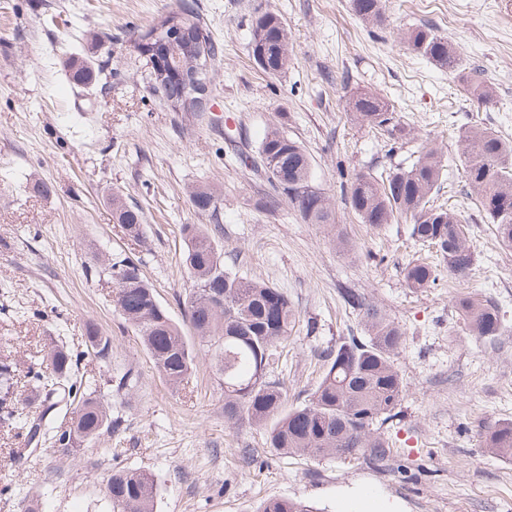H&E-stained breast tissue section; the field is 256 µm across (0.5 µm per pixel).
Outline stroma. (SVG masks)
<instances>
[{
	"label": "stroma",
	"instance_id": "obj_1",
	"mask_svg": "<svg viewBox=\"0 0 512 512\" xmlns=\"http://www.w3.org/2000/svg\"><path fill=\"white\" fill-rule=\"evenodd\" d=\"M185 1L224 45L208 70L207 107L194 113L172 111L149 92L132 48ZM384 8L376 26L355 15L351 0H0V345L31 356L64 337L83 351L82 371L121 420L119 432L74 458L43 446L20 463L0 454V512H24L27 495L41 512H110L105 486L119 467L155 475L154 512H258L274 497L348 512L361 494L377 512H512V461L483 448L486 427L512 419V249L499 246L465 195L458 161L466 126L512 141V0H384ZM265 10L290 36L293 62L279 76L248 52L254 16ZM421 24L447 37L465 65L483 69L495 88L490 104L409 49L403 34ZM91 31L112 39L92 43ZM72 55L109 72V87L76 86L65 68ZM365 91L393 107L404 139L352 119V99ZM272 125L309 152L335 226L305 223L287 200L271 201L267 182L236 161V149L256 154ZM427 143L444 155L441 199L468 225L477 261L468 278L444 273L416 292L403 278L422 253L409 222L359 223L345 197L352 173L409 166ZM194 185L220 189L216 212L193 205ZM115 191L142 209L144 242L115 224ZM185 224L212 229L238 275L292 300L298 321L273 372L287 407L308 401L323 352L365 333L344 289L400 325L396 365L406 391L383 427L393 443L389 466L270 453L267 426L225 422L211 347L194 344L188 387L163 379L114 308L106 264L115 253L140 260L160 303L183 322L178 298L193 286ZM458 293L496 301L502 335L467 336L452 305ZM90 324L109 339L106 356L87 352ZM127 372L137 386L124 396L113 382Z\"/></svg>",
	"mask_w": 512,
	"mask_h": 512
}]
</instances>
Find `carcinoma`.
<instances>
[{"instance_id": "obj_1", "label": "carcinoma", "mask_w": 512, "mask_h": 512, "mask_svg": "<svg viewBox=\"0 0 512 512\" xmlns=\"http://www.w3.org/2000/svg\"><path fill=\"white\" fill-rule=\"evenodd\" d=\"M352 8L369 23H384L382 0H352ZM169 22L185 29L203 55L202 64L223 57L224 46L191 7L184 4L161 17L151 31ZM405 41L435 66L462 75L467 91L476 99H493L482 71L463 68L447 37L421 25L409 29ZM249 47L254 61L268 74L288 71L292 61L288 30L275 13L266 10L257 14ZM67 65L74 80L82 84L92 80V70L80 59L71 58ZM164 65L180 77L194 70L182 51L171 53ZM352 108L355 119L363 125L384 127L392 136L404 132L394 122L393 110L373 93L357 95ZM460 142L466 194L476 195L485 218L495 225L499 241L512 249V142L483 126L466 128ZM258 157L265 161L264 179L273 199H287L308 224L334 225L333 204L313 184L310 156L298 140L278 126L270 127L261 139ZM442 176L440 152L425 146L407 168H395L381 178L370 172L351 176L346 201L360 222L372 227L390 224L398 214L410 216V236L435 248L448 274L465 278L475 264L474 250L457 217L449 209L432 204L442 190ZM190 198L201 211L216 209L218 202L217 192L209 187L194 188ZM112 218L131 240L145 239L142 212L119 192L112 194ZM181 232L185 264L194 282L182 300L185 322L200 342L215 347V366L224 377L225 421L270 424L268 445L276 455L302 453L324 459L362 455L373 466L386 465L392 450L380 429L397 415L405 393L403 377L394 363L404 341L401 327L359 293H347V304L363 314L365 335L350 336L336 351L328 352L326 369L311 398L288 410L283 383L270 377V369L295 327L293 303L269 283L233 273L201 225L184 224ZM107 270L116 284L115 307L137 331L158 372L174 386L184 384L192 373L193 351L182 328L158 300L141 263L129 256H115ZM438 278V265L431 262L415 260L404 268L406 286L416 291L433 286ZM453 307L467 335L478 339L501 335L503 319L494 302L460 296ZM86 341L99 356L108 352L109 341L92 325L86 328ZM81 357V353L57 343L46 356L31 362L27 377L37 401H22L0 420L27 441L48 444L68 457L103 434L118 432L120 420L112 417V404L98 394L96 381L80 371ZM17 372V362L0 357V394L7 396L15 390ZM53 395L72 406L71 425L63 432L41 427L46 402ZM484 447L498 457L512 459V420L490 427ZM155 495L154 476L140 470L118 468L107 481L106 497L112 512H153ZM260 512L315 509L301 500L271 498L262 503Z\"/></svg>"}]
</instances>
